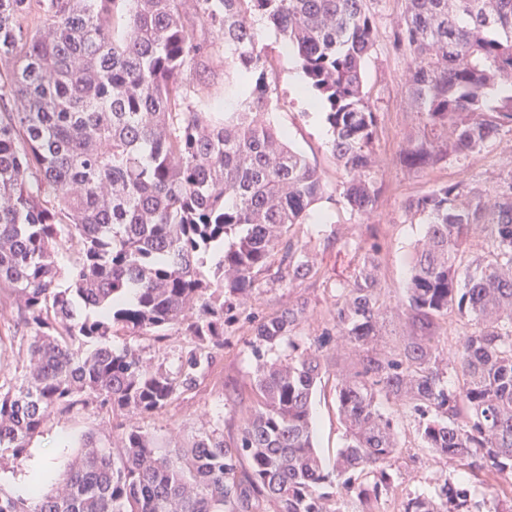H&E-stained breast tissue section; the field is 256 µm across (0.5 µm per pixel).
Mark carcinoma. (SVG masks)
Masks as SVG:
<instances>
[{
  "label": "carcinoma",
  "instance_id": "carcinoma-1",
  "mask_svg": "<svg viewBox=\"0 0 512 512\" xmlns=\"http://www.w3.org/2000/svg\"><path fill=\"white\" fill-rule=\"evenodd\" d=\"M373 0H0V290L17 301L28 339L21 381L0 383V457L22 459L54 415L156 413L196 385L236 301L273 265L288 281L316 273L294 243L321 173L267 114L278 87L254 22L286 39L305 91L325 114L331 150L348 179L342 198L370 213L379 112L364 88L374 50ZM389 36L409 59L407 92L426 134L400 156L410 172L460 160L512 134V0H402ZM233 75L240 109L206 112L209 89L192 70ZM425 241L406 291L412 327L401 349L368 348L381 315L377 242L358 241L361 265L336 284L333 328L306 345L302 303L254 329L252 348L286 342L288 361L262 370L234 442L197 435L167 449L140 427L120 448L86 445L59 472L62 491L26 499L0 492V512H374L396 494L398 399L418 419L423 448L467 461L483 483L512 476V174L491 192L476 180L409 200ZM484 238L470 254L472 235ZM213 279L198 266L216 245ZM97 310L77 315L78 306ZM474 330L455 360L440 358L442 325ZM186 326L192 347L177 372L141 350L112 349V333L160 336ZM338 332L358 368L336 376L346 442L327 469L312 436L311 399L323 349ZM94 348L79 353L80 346ZM400 512H481L447 479Z\"/></svg>",
  "mask_w": 512,
  "mask_h": 512
}]
</instances>
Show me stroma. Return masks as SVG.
I'll return each instance as SVG.
<instances>
[{
	"label": "stroma",
	"mask_w": 512,
	"mask_h": 512,
	"mask_svg": "<svg viewBox=\"0 0 512 512\" xmlns=\"http://www.w3.org/2000/svg\"><path fill=\"white\" fill-rule=\"evenodd\" d=\"M374 7L379 41L365 64L364 83L381 120L372 176L382 192L375 210L367 216L351 215L343 203L344 174L330 150L323 113L310 111L307 101L297 92L304 75L294 51L288 50L271 29H264L257 38L278 82L279 99L273 106L271 119L287 131L294 148L322 174L330 196L313 205L312 214L314 218L324 217L333 222L341 241L326 244L315 223L303 225L299 242L315 249L317 274L292 284L278 278L273 271L257 276L252 289L237 302L232 320L224 329L223 347L215 349L212 365L199 377L195 387L179 392L161 412L140 418V426L164 447H181L202 432H215L228 440L236 437L254 400L253 380L260 362L250 345L254 327L262 320L279 316L288 307L303 303L307 315L296 334L304 342L318 336L330 318L337 283L348 279L361 262L359 252L352 246L354 239L372 238L380 247L379 298L385 311L381 320L382 337L376 350L386 353L403 343L409 333L404 314L406 283L417 255V244L426 232L423 221L406 212L407 201L435 186L458 181L474 179L491 188L500 174L512 170L511 135L493 140L464 160L451 157L419 172L401 167L400 154L419 133L415 108L405 92L408 61L394 53L388 44L391 29L401 20L402 8L400 0H375ZM190 346L189 337L178 326L169 329L161 340L126 330L117 331L112 337L114 350L140 349L152 364L171 371L177 369ZM325 361L328 371L313 396L312 411L315 445L325 464L330 465L345 442L334 385L337 375L352 372L355 358L336 338L328 347ZM380 409L396 417L402 448L397 467L402 473V486L400 494L381 500L379 512H398L404 494L434 492L448 478L468 487L474 500L484 498L485 486L466 465L448 466L422 448L413 416L397 413L395 405L387 402L381 403ZM126 420V414L120 412L52 417L42 433L32 439L29 456L20 460L0 459V490L27 497L31 473L61 468L65 456L76 455L86 439H93L101 446L120 447L121 425Z\"/></svg>",
	"instance_id": "obj_1"
}]
</instances>
